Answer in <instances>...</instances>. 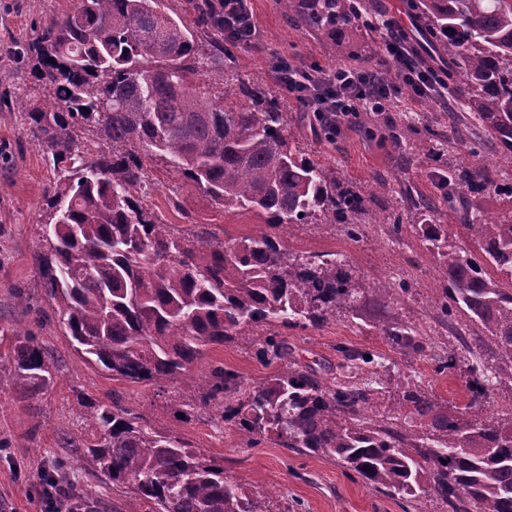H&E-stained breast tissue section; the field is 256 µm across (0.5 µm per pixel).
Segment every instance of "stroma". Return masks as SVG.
Segmentation results:
<instances>
[{
    "label": "stroma",
    "mask_w": 512,
    "mask_h": 512,
    "mask_svg": "<svg viewBox=\"0 0 512 512\" xmlns=\"http://www.w3.org/2000/svg\"><path fill=\"white\" fill-rule=\"evenodd\" d=\"M74 0H0V70L9 82L0 84V347L10 348L16 334L39 336L52 357L55 384L31 419L25 401L11 390L0 391V439L12 442L10 459H0V512H46L38 473L53 459L71 466L66 476L83 486L96 501V512H125L128 488L113 485L103 473L83 463L84 429L78 401L118 400L158 430L187 442L204 461L223 468L225 476L258 495H270L273 512H404L407 503L368 488L334 460L283 447L273 440L251 443L231 423H214L212 411L199 401L195 381L133 384L81 362L64 330L51 316L44 296L31 306L14 297L38 272L37 239L46 187L53 178L41 150L20 122V113L39 92L31 65L19 40L28 38L39 22L70 9ZM256 35L238 47L230 74L275 87L274 55L309 64L360 66L364 48L381 41L380 31L360 25L337 29L320 38L300 19L285 16L277 0H252ZM292 126L298 127L304 150L338 180L368 197L370 210H397L401 233L386 224H366L359 239H350L342 224H304L291 230L285 245L294 253H334L345 260L359 291L371 293L378 283L407 282L408 292L388 303L384 312L370 309L359 316L337 314L317 329L289 331L295 360L325 379L337 376L338 347L366 351L381 362L382 406L397 405L400 382L415 376L449 410L463 407L469 392L459 372L438 371V358L448 349V324L432 299L439 287L437 267L414 229L430 214L447 224L453 238L463 236L460 218L443 204L429 174L436 164L449 169L474 167L486 160L493 185L512 181V155L495 148L491 137L467 122L456 103L414 100L402 92L387 112L370 113L327 140L310 126L305 112L286 100ZM148 204L174 231L207 230L218 239L249 235L264 222L251 212L215 208L192 182L168 175L156 160L146 163ZM421 326L428 342L423 352L393 349L377 326L383 319ZM237 372L243 385L266 378L269 367L250 344L227 343L205 352L196 363V378L215 366Z\"/></svg>",
    "instance_id": "1"
}]
</instances>
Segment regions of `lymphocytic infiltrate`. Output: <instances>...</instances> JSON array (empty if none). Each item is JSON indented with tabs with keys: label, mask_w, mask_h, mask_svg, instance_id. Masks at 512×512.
<instances>
[{
	"label": "lymphocytic infiltrate",
	"mask_w": 512,
	"mask_h": 512,
	"mask_svg": "<svg viewBox=\"0 0 512 512\" xmlns=\"http://www.w3.org/2000/svg\"><path fill=\"white\" fill-rule=\"evenodd\" d=\"M254 33L251 0H224L225 41L247 44ZM385 46L384 65L375 71L316 63L300 67L285 58L276 59L273 70L289 97L303 111L313 113L318 125L336 133L353 121L359 108L384 107L405 88L418 100L447 97V79L434 68L417 65L403 31L388 29Z\"/></svg>",
	"instance_id": "f902f5d3"
}]
</instances>
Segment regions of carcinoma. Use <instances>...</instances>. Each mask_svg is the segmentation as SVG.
<instances>
[{
  "mask_svg": "<svg viewBox=\"0 0 512 512\" xmlns=\"http://www.w3.org/2000/svg\"><path fill=\"white\" fill-rule=\"evenodd\" d=\"M277 4L285 14L307 10L327 37L362 18L358 0ZM188 6L191 23L171 14L167 0H77L22 44L46 91L22 120L54 182L44 196L38 278L18 298L43 294L78 357L132 383L178 380L207 347L241 339L279 369L244 387L236 372L217 367L202 380L201 404L248 441L270 437L334 458L376 492L413 506L433 497L448 512H512V403L494 408L490 401L502 377L512 379V218L470 213L462 225L467 246L446 224H419L441 271L434 305L450 321L464 316L485 337L469 340L465 328L451 327L441 360L442 369L467 368L465 411H444L417 381L403 382L402 405L425 428L414 437L380 412L373 377L329 383L299 365L285 339L288 329L322 327L363 302L381 310L409 286L383 282L363 300L342 259L293 254L284 234L298 224L340 222L356 240L363 215L398 234L401 216L370 212L366 196L302 150L275 92L241 81L224 88V100L205 101L192 83L199 62L211 63L206 72L223 82L234 46L224 42L216 5ZM417 8L434 49L452 59L448 82L462 87L463 108L512 152V0H419ZM147 158L193 182L224 211L264 217V227L224 241L174 232L145 201ZM438 179L450 209L462 189L491 185L481 166L460 176L443 170ZM378 329L393 348L424 350L423 333L411 322ZM486 339L495 363L481 355ZM339 353L338 368L355 374L375 363L356 349ZM6 357L0 388L27 401L35 420L54 384V361L28 335ZM78 403L84 458L130 487L129 512H270L265 499L128 408L92 398ZM65 489L69 512H93L83 487L70 482Z\"/></svg>",
  "mask_w": 512,
  "mask_h": 512,
  "instance_id": "cac0c4a2",
  "label": "carcinoma"
}]
</instances>
